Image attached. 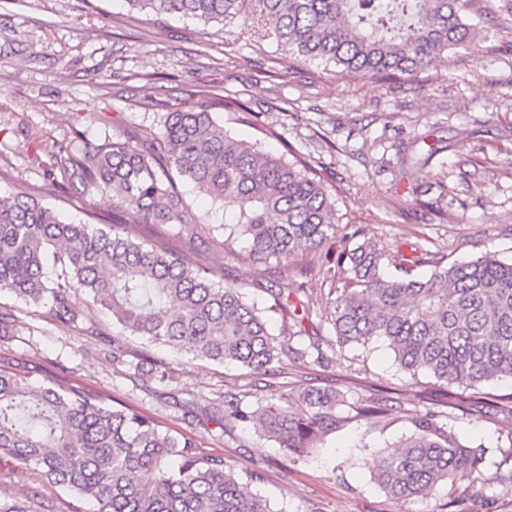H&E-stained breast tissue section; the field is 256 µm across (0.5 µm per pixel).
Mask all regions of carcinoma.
I'll list each match as a JSON object with an SVG mask.
<instances>
[{
	"mask_svg": "<svg viewBox=\"0 0 512 512\" xmlns=\"http://www.w3.org/2000/svg\"><path fill=\"white\" fill-rule=\"evenodd\" d=\"M156 16L204 22L247 15L251 0H125ZM271 34L288 57L321 61L334 76L358 74L382 82L411 79L444 55L476 47L472 0H256ZM485 16H512V0H484ZM71 125L70 140L31 137L21 127L28 161L41 189L59 198L79 193L87 220L67 221L44 205L30 186L0 199V293L47 314L79 335L107 339L110 326L142 336L172 352L216 363L234 362L256 377L275 375L283 359L305 361L309 350L293 340L331 269L307 265V287L266 289L273 304L260 308L244 285L219 286L194 261L203 228L185 202L181 179L236 211V223L210 227L211 243L232 251L244 240V260L279 271L297 254L315 253L336 235V194L307 160L264 152L237 139L201 104L160 115V131L129 130L91 142ZM112 197L100 214L97 194ZM176 223L187 249L173 252L139 235L142 225ZM433 264L419 277L413 271ZM350 276L326 313L336 342L383 339L402 369L432 376L442 387L477 389L512 379V261L494 254L441 266L419 248L407 254L387 242L365 240L339 254ZM399 274L390 276L385 269ZM84 292L110 315L112 325L74 301ZM281 316L283 339L268 330V313ZM22 322L0 310V341L18 335ZM137 375L164 383L168 366L150 361ZM294 413L270 400L243 404L227 394L191 412L227 434L247 423L292 456L320 450L347 425L345 394L305 388ZM393 398L376 394L356 407L367 422L389 419ZM506 409L512 396L469 403V410ZM413 432L378 451L373 479L391 499L406 503L440 488L484 484L483 450L462 444L431 413L410 417ZM37 471L93 512H273L224 461L203 454L193 438L113 400L50 379L0 367V458ZM493 480L512 487V449ZM0 512H31L30 499L0 491Z\"/></svg>",
	"mask_w": 512,
	"mask_h": 512,
	"instance_id": "cac0c4a2",
	"label": "carcinoma"
}]
</instances>
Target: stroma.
Segmentation results:
<instances>
[{"instance_id": "stroma-1", "label": "stroma", "mask_w": 512, "mask_h": 512, "mask_svg": "<svg viewBox=\"0 0 512 512\" xmlns=\"http://www.w3.org/2000/svg\"><path fill=\"white\" fill-rule=\"evenodd\" d=\"M286 66L292 69L288 78L270 76V69ZM235 100L255 112L256 126L225 111V102ZM186 101L210 104L231 136L295 151L335 185L338 233L315 257L300 256L286 269L289 287L304 283L309 260L335 267L342 251L367 238L405 252L419 246L445 265L485 253L512 259V16L501 15L490 26L482 54L462 50L434 63L419 82L384 85L290 63L277 56L273 38H258L239 22L159 19L125 0H0V142L9 146L0 153V198L18 184H40L12 128L60 138L78 118L91 141L130 129L155 133L158 114ZM265 128L276 138L262 137ZM424 134L437 139L427 168H401L399 144ZM198 247L197 259L216 283L246 282L252 300L271 305L262 290L271 281L266 267L247 265L203 240ZM330 301L319 296L309 315L310 339L319 343L324 362L284 361L260 392L245 370L178 358L135 336H123L126 362L113 364L109 346L97 337L77 335L45 307L4 293L0 308L11 309L25 328L0 342V365L29 366L36 379L116 399L192 436L201 452L223 455L241 477L260 472L251 488L274 512H512V491L497 484L477 486L453 503L441 489L401 504L373 483L377 448L408 435L412 414L439 412L444 391L435 379L401 369L384 341L339 346L323 317ZM148 358L168 362L172 382L137 378L135 365ZM309 386L342 390L341 411L352 421L326 438V451L302 459L242 426L221 434L182 406L227 392L293 406ZM380 388L395 393L391 421L353 418V404ZM438 422L465 445L485 446L487 462L500 461L512 448V416L506 413L471 416L452 408ZM0 489L27 492L37 507L72 512L70 495L8 459L0 460Z\"/></svg>"}]
</instances>
